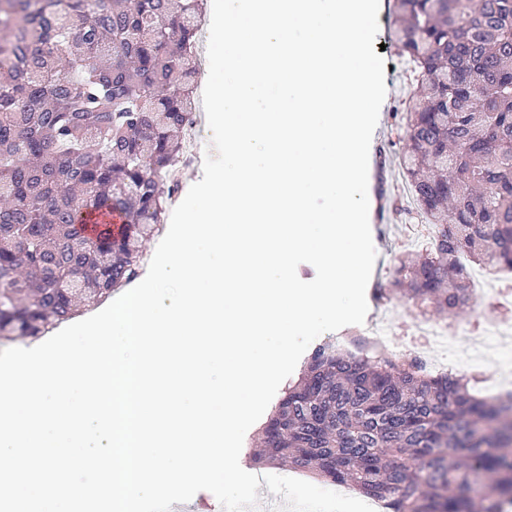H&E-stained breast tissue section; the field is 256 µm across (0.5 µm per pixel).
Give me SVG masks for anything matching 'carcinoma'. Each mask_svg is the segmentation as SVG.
I'll list each match as a JSON object with an SVG mask.
<instances>
[{
	"label": "carcinoma",
	"mask_w": 512,
	"mask_h": 512,
	"mask_svg": "<svg viewBox=\"0 0 512 512\" xmlns=\"http://www.w3.org/2000/svg\"><path fill=\"white\" fill-rule=\"evenodd\" d=\"M206 0H0V339L37 337L134 280L195 112ZM413 64L401 166L432 224L391 286L422 312L476 304L466 267L512 269V0H397ZM119 213L125 231L93 217ZM261 464L393 512H500L512 403L410 358L327 341L264 427Z\"/></svg>",
	"instance_id": "carcinoma-1"
}]
</instances>
